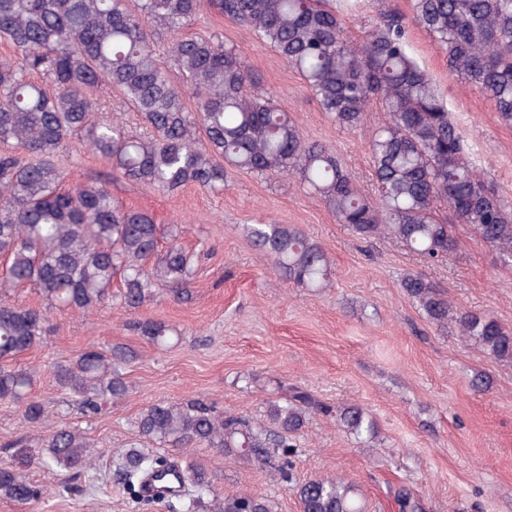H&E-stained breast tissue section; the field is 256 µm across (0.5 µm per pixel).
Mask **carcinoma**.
I'll return each mask as SVG.
<instances>
[{"label": "carcinoma", "mask_w": 512, "mask_h": 512, "mask_svg": "<svg viewBox=\"0 0 512 512\" xmlns=\"http://www.w3.org/2000/svg\"><path fill=\"white\" fill-rule=\"evenodd\" d=\"M245 26L272 48L309 87L323 111L347 129L360 126L373 101L385 119L369 151L375 191L367 195L330 146L304 136L274 103L233 47L184 33L205 7ZM412 19L448 57V70L489 98L502 124L512 126V0H412ZM0 41L14 54L0 61V256L9 264L0 290L30 285L49 308L88 313L105 303L133 309L168 288L189 299L192 267L178 244L179 229L120 206L105 182L66 187L58 158L87 147L122 177L173 193L188 184L224 189L228 167L260 175H295L322 196L360 239L389 237L433 262L454 249L450 224H466L505 264L512 262V207L472 164L464 136L431 75L411 56L402 17L387 14L358 42L346 34L340 9L326 0H0ZM179 81H174V78ZM106 84L141 113L152 134L133 136L99 119L89 91ZM196 98L186 107L184 93ZM255 247L278 274L299 288L333 285L326 250L292 224H256ZM122 289L112 293V281ZM401 288L427 320L456 325L488 358L512 364V327L483 312L457 311L448 296L419 274ZM46 312L0 299V401L24 404L30 421H49L31 397L35 375L4 365L40 343ZM153 345L176 336L162 321L136 325ZM124 346L90 348L55 370L57 384L78 397L84 412L128 394ZM316 414L362 447L379 428L360 405L331 407L292 389L272 400L266 421L217 413L196 402L159 403L136 421L138 437L113 457L118 480L144 510L154 475L181 469L169 512H278L271 496L212 494L206 470L159 452L214 448L262 465L277 462L292 481L289 456ZM94 444L66 427L52 428L36 464L51 472L89 468ZM302 512H362L353 485L313 479L295 486ZM48 485L0 467V498L37 502ZM399 512H421L407 487L394 491Z\"/></svg>", "instance_id": "carcinoma-1"}]
</instances>
